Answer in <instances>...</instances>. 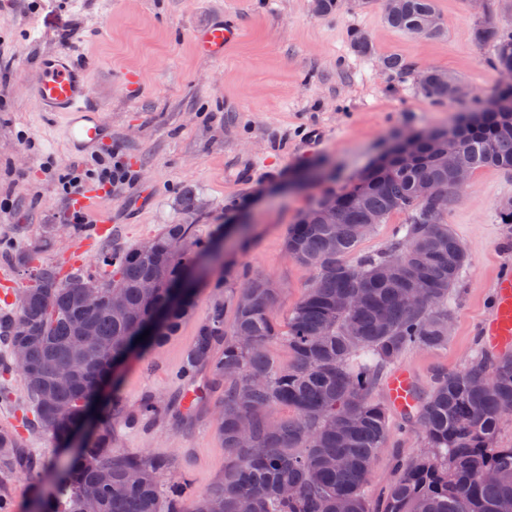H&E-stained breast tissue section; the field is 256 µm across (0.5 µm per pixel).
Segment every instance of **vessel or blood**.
Instances as JSON below:
<instances>
[{
    "instance_id": "1",
    "label": "vessel or blood",
    "mask_w": 512,
    "mask_h": 512,
    "mask_svg": "<svg viewBox=\"0 0 512 512\" xmlns=\"http://www.w3.org/2000/svg\"><path fill=\"white\" fill-rule=\"evenodd\" d=\"M237 36V28L230 21L210 24L197 34L198 43L205 55L220 57L225 46ZM39 79L33 94L42 111L64 112L69 116L65 136L72 154H80L99 143L107 132L100 119V107L91 95L90 84L84 72L77 68L70 57L56 52L45 58L38 68ZM99 192L88 188L76 197L72 206L90 215L92 227L89 239H98L105 232L109 216L98 207ZM494 308L485 319L482 334L495 344L512 343V272L503 271L493 285ZM384 391L392 406L406 411L414 406L417 391L411 374L404 369L392 373L384 384Z\"/></svg>"
}]
</instances>
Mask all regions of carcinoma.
Segmentation results:
<instances>
[{"instance_id": "obj_1", "label": "carcinoma", "mask_w": 512, "mask_h": 512, "mask_svg": "<svg viewBox=\"0 0 512 512\" xmlns=\"http://www.w3.org/2000/svg\"><path fill=\"white\" fill-rule=\"evenodd\" d=\"M434 0H402L383 8L385 22L408 34L429 15ZM474 39L494 48L502 80L494 106L479 108L453 126L421 138L415 159L393 155L378 161L341 189L313 197L288 227L285 249L313 276L288 317L277 321L281 291L267 277L224 261V277L211 292L181 376L206 377V389H220L216 433L224 443V476L190 508L165 494L162 478L172 463L112 447V425L152 421L155 398L142 399L137 413L114 394L94 434L80 452L56 467L64 478L41 501V512H512V443L498 442L509 426L512 352L477 346L462 368L433 375L430 392L400 415L418 425L425 451L398 461L385 491L366 496L377 451L392 433L391 410L375 400L383 377L410 349L448 344V319L462 271L469 263L448 225V210L417 193L423 180L448 186L459 164L471 173L493 167L512 174V35L484 20ZM352 51L374 54L365 33H350ZM420 92L437 102L466 97L457 78L427 68ZM336 205V222L323 206ZM404 216L380 250L354 255L358 243L390 216ZM214 254V242L193 238L188 224H169L140 245L108 258L112 271L63 280L56 267L32 270V284L18 295L16 316L0 321V338L19 369L36 407L35 424L64 447L92 409L102 383L136 350L160 346L193 315L197 288L183 287L189 265ZM242 279L235 286L236 279ZM151 282L155 288L146 290ZM100 295L86 309L81 297ZM234 310L224 322L225 304ZM93 324L96 343L76 359L70 351L80 325ZM149 331L146 339L139 336ZM280 341L291 354L286 366L268 354ZM49 364L73 366L75 376L59 384ZM286 406L293 415L275 414ZM33 466L18 438L0 432V475Z\"/></svg>"}]
</instances>
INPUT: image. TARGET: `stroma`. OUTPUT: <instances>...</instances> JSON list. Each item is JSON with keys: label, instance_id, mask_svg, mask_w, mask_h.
<instances>
[{"label": "stroma", "instance_id": "35a3bbf8", "mask_svg": "<svg viewBox=\"0 0 512 512\" xmlns=\"http://www.w3.org/2000/svg\"><path fill=\"white\" fill-rule=\"evenodd\" d=\"M441 33L418 37L385 23L378 0H347L324 16L313 0H0V269L25 281L21 260L61 270L80 265L105 276V259L148 240L168 224H190L203 240L218 239L238 266L270 278L281 290L280 324L304 294L312 272L290 260L288 227L322 190L341 189L406 132L451 125L468 101L490 97L500 74L490 64L493 48L473 30L492 16L512 32V0H435ZM234 20L238 38L221 57L202 53L197 30L218 17ZM371 39L375 54L355 55L352 30ZM63 50L84 69L101 106L109 139L83 156H70L62 113L41 111L30 88L42 59ZM403 57L404 72H385L382 56ZM426 67L450 73L469 92L467 102L435 103L420 93ZM122 161L134 179L102 189L112 233L81 245L83 219L71 207L64 178L97 185L109 159ZM193 196L194 212L183 209ZM512 201V175L478 171L469 193L448 213L469 264L457 295L446 347L412 349L398 360L418 394L433 374L465 365L490 313L497 270L512 265V224L499 206ZM224 264L209 262L198 286L194 316L162 346L131 357L99 395H120L137 409L144 395L160 403L182 394L179 375L210 290ZM220 394L204 392L192 417L180 421L161 411L151 423L112 427L114 447L172 461L188 485L186 502L224 473V445L213 428ZM33 405L20 372L0 375V430L16 431L34 456L56 453L51 435L23 425ZM424 448L421 432L406 427L381 448L366 492L376 496L398 458ZM54 473L35 468L1 483L17 512H30L35 489L50 490Z\"/></svg>", "mask_w": 512, "mask_h": 512}]
</instances>
